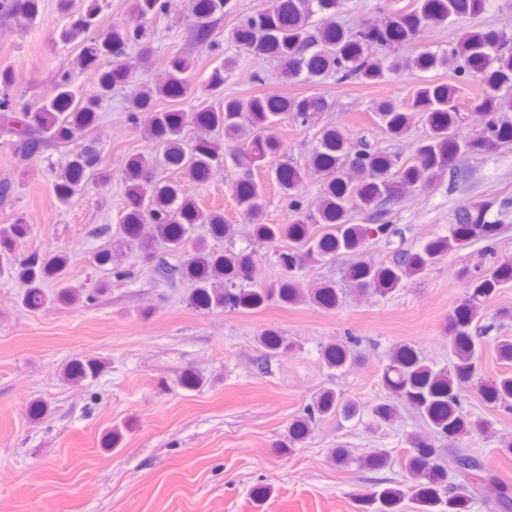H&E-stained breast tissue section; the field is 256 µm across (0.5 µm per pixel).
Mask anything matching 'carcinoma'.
<instances>
[{"label":"carcinoma","mask_w":512,"mask_h":512,"mask_svg":"<svg viewBox=\"0 0 512 512\" xmlns=\"http://www.w3.org/2000/svg\"><path fill=\"white\" fill-rule=\"evenodd\" d=\"M174 4L175 0H134L130 19L101 35L95 30L99 0L84 11L72 9L71 0H59L70 20L58 40L80 48L76 64L91 77L96 94L83 96L71 72L64 71L48 96L21 103L10 93L12 72L1 69L0 134L12 138L20 163L27 165L45 151L86 134L112 92L133 83L127 48L139 46L140 60L150 61L148 28L156 18L171 13ZM225 5L226 0H189L196 40L208 51L215 44V24L224 16ZM340 5L341 0H269L267 8L244 16L227 35L236 56L213 67L206 78L204 89L216 98L213 105L188 110L159 106L162 99L180 102L194 92V62L179 53L169 56L164 82L140 85L128 97L134 128L162 149V168L180 171L197 183L206 182L219 168L242 172L233 183V195L244 222L257 241L281 244L277 262L284 277L264 288L255 285L254 254H216L206 239L190 238L197 224L208 225L210 235L217 239L233 235L235 227L224 223V213L200 209L179 182L158 177L144 156H129L122 169L126 206L118 221L119 233L148 257L156 243L183 251L181 263L163 267V274L167 279L193 282L191 300L199 308L243 311L271 298L288 305L310 302L327 310L338 307L342 296L333 285L306 288L296 272L327 258L361 255L371 235L396 233L386 222L388 205L433 185L462 156L489 157L512 145V34L472 27L463 30L448 48L430 49L429 39L435 32L450 23L479 17L486 12L488 0H415L403 8L386 0L387 22L360 30L337 21ZM39 6L40 0H0L1 9L15 10L31 20L37 17ZM242 59L258 67L273 62L284 79L311 92L226 97V74ZM440 68L450 70L452 82L426 77ZM405 71L423 74L412 97L404 103L393 98L378 100L372 111L393 139L403 137L414 118L422 120L427 132L417 142L412 158L404 160L365 140H355L335 126H325L306 165L288 160L274 129L288 120L306 126L327 111L330 103L317 92L318 87L330 79L380 83ZM470 80L479 82L482 89L472 111L463 112L458 105L460 85ZM475 113L481 124L471 132ZM191 124L204 125L214 135L190 143L184 130ZM277 158L280 162L272 174L288 202L289 216L285 224H266L265 197L253 173ZM311 170L325 174L327 180L320 195L309 201L302 188ZM91 176L110 178L101 170L96 144L86 140L70 151L67 162L55 173L59 203L67 204ZM493 206L482 201L463 205L448 234L425 240L413 250H398L388 264L358 260L348 267L346 276L362 293H392L449 253L494 235L496 224L488 220ZM355 211L368 212L371 223H353ZM28 233L29 226L20 220L0 225V275L20 285L22 306L33 311L47 302L79 301L80 290L62 280L68 265L65 252L15 255L16 242ZM460 278L465 282V297L445 324L450 365L436 367L409 344L393 347L386 356L381 379L388 397L371 407L373 420L380 425L391 423L397 412L395 402H403L415 410L431 435L409 439L404 461L413 481L409 491L392 487L362 495L361 500L375 507L374 512H401L407 498L419 505V512H470L476 501L485 512H512V487L502 484L495 496L483 495L494 475L483 462L465 454L455 456V480H448V469L441 464L435 445L437 439L474 438L485 430L484 418L462 408V395L470 388L477 389L487 404L512 410V374L482 378L478 367L482 339L475 333L484 305L512 284V259L484 256L473 267L462 269ZM52 281L57 292L50 297L45 288ZM258 342L270 352L283 345L273 329L264 330ZM494 345L499 359L512 363V335L495 337ZM323 357L328 367L339 369L348 362L349 346L329 343ZM100 370L97 361L77 360L66 367L65 375L83 381L96 378ZM340 408L356 413L334 391H323L289 427L288 445L301 441L310 425ZM390 461V454L379 450L360 458L358 465L379 470Z\"/></svg>","instance_id":"1"}]
</instances>
